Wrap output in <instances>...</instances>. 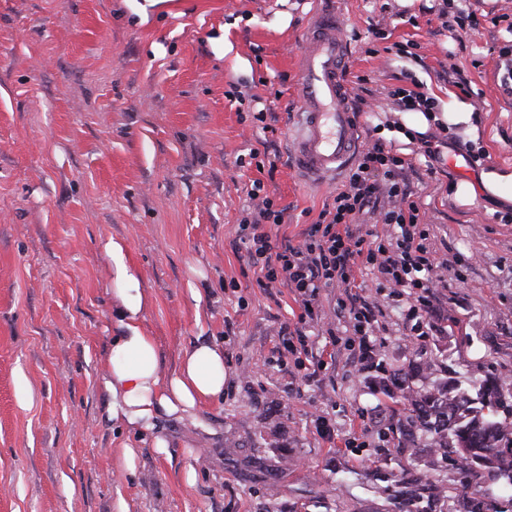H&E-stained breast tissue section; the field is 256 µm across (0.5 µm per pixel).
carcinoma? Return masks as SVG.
I'll return each mask as SVG.
<instances>
[{
  "mask_svg": "<svg viewBox=\"0 0 512 512\" xmlns=\"http://www.w3.org/2000/svg\"><path fill=\"white\" fill-rule=\"evenodd\" d=\"M408 368L396 370L390 383L373 387L387 401L389 419L382 437L393 454L428 448L436 460H454L464 484L456 512H512V494L495 498L486 487L500 481L512 491V384L488 381L480 388L481 407L466 391L438 377L417 383ZM284 471L259 458L244 462L242 474ZM374 476L387 483L389 512H444L439 486L415 469V460L398 469L379 466Z\"/></svg>",
  "mask_w": 512,
  "mask_h": 512,
  "instance_id": "1",
  "label": "carcinoma"
}]
</instances>
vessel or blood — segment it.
I'll use <instances>...</instances> for the list:
<instances>
[{
    "mask_svg": "<svg viewBox=\"0 0 512 512\" xmlns=\"http://www.w3.org/2000/svg\"><path fill=\"white\" fill-rule=\"evenodd\" d=\"M348 51L336 0H321L301 39V109L293 129L294 166L305 180L335 178L353 158L358 127L343 72Z\"/></svg>",
    "mask_w": 512,
    "mask_h": 512,
    "instance_id": "obj_1",
    "label": "vessel or blood"
}]
</instances>
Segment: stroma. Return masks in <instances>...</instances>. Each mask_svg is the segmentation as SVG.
<instances>
[{
    "mask_svg": "<svg viewBox=\"0 0 512 512\" xmlns=\"http://www.w3.org/2000/svg\"><path fill=\"white\" fill-rule=\"evenodd\" d=\"M440 4L336 0L359 144L392 143L413 164L439 329L408 344L407 304L364 263L356 293L381 310L372 356L345 349L342 291L325 288L303 325L315 354L335 355L320 367L280 352L299 305L288 288L258 286L239 239L243 211L265 195L285 210L267 227L273 243L298 244L345 183H310L292 163L315 0H0V512H387L366 473L386 452L370 378L424 358L472 394L512 383V222L487 194L456 196L484 171L512 170V94L498 74L512 0H460L475 29L442 28ZM415 86L473 106L476 130L401 138L392 92ZM113 242L147 293L141 324L164 373L195 341L218 343L223 398L144 430L110 418L99 379L118 331ZM321 416L333 439L317 432ZM263 456L286 457V473L237 476L234 461ZM418 468L455 512L459 470L425 448Z\"/></svg>",
    "mask_w": 512,
    "mask_h": 512,
    "instance_id": "obj_1",
    "label": "stroma"
}]
</instances>
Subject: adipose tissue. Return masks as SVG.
I'll return each instance as SVG.
<instances>
[{
    "label": "adipose tissue",
    "mask_w": 512,
    "mask_h": 512,
    "mask_svg": "<svg viewBox=\"0 0 512 512\" xmlns=\"http://www.w3.org/2000/svg\"><path fill=\"white\" fill-rule=\"evenodd\" d=\"M402 121L404 131L414 135L425 133L434 122L473 125L474 112L471 105L457 101L452 111L418 110L406 113ZM109 252L121 333L111 339L109 367L101 387L113 419L131 428H148L159 415L187 412L223 395L227 371L224 350L217 344L196 342L184 350L175 371L162 372L156 342L141 325L144 294L139 280L126 264L120 245L111 244Z\"/></svg>",
    "instance_id": "adipose-tissue-1"
}]
</instances>
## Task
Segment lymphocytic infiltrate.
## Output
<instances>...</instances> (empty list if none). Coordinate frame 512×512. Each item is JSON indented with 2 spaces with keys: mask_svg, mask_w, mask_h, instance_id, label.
Listing matches in <instances>:
<instances>
[{
  "mask_svg": "<svg viewBox=\"0 0 512 512\" xmlns=\"http://www.w3.org/2000/svg\"><path fill=\"white\" fill-rule=\"evenodd\" d=\"M410 166L392 145L375 141L359 154L331 207L321 212L319 222L311 225L296 246L272 244L266 227L282 223L284 212L270 198H263L254 211L243 216L242 242L264 286L289 288L301 309L298 327L284 324L278 331L284 349L305 344L301 326L315 319L321 289L348 292L355 288L361 259L373 265L391 296L401 298L418 290L423 311L432 313L438 279L426 246L424 219L405 183ZM364 215L392 226L388 245L372 246L359 222Z\"/></svg>",
  "mask_w": 512,
  "mask_h": 512,
  "instance_id": "1",
  "label": "lymphocytic infiltrate"
}]
</instances>
